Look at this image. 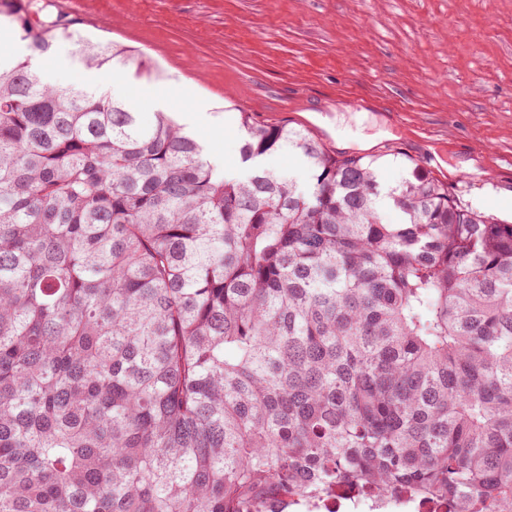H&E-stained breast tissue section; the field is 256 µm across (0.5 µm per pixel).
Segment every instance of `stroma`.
<instances>
[{
    "mask_svg": "<svg viewBox=\"0 0 512 512\" xmlns=\"http://www.w3.org/2000/svg\"><path fill=\"white\" fill-rule=\"evenodd\" d=\"M77 35L144 56L160 79L85 67L69 42L42 56L58 88L120 82L144 122L156 97L243 177L241 113L334 152L368 139L382 186L413 169L512 224V0H28ZM209 109L191 113L195 100Z\"/></svg>",
    "mask_w": 512,
    "mask_h": 512,
    "instance_id": "35a3bbf8",
    "label": "stroma"
}]
</instances>
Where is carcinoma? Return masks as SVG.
<instances>
[{"label":"carcinoma","instance_id":"1","mask_svg":"<svg viewBox=\"0 0 512 512\" xmlns=\"http://www.w3.org/2000/svg\"><path fill=\"white\" fill-rule=\"evenodd\" d=\"M0 512H266L333 486L512 512V224L414 169L44 82L72 37L0 0ZM92 69L161 72L78 40ZM303 156V187L263 159Z\"/></svg>","mask_w":512,"mask_h":512}]
</instances>
